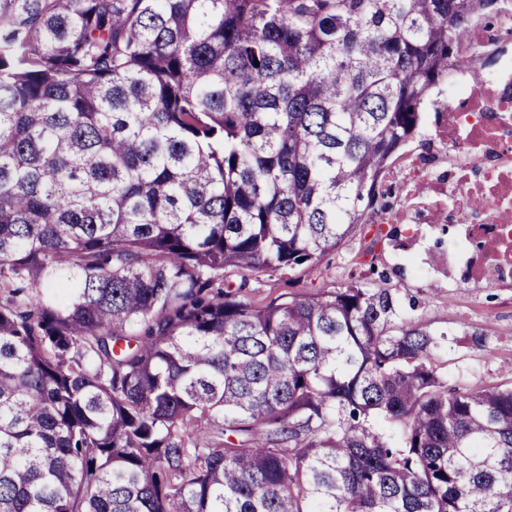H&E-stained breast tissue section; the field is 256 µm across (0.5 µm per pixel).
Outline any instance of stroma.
I'll return each instance as SVG.
<instances>
[{"label": "stroma", "mask_w": 512, "mask_h": 512, "mask_svg": "<svg viewBox=\"0 0 512 512\" xmlns=\"http://www.w3.org/2000/svg\"><path fill=\"white\" fill-rule=\"evenodd\" d=\"M446 102L440 93L428 105L423 135L410 141L382 176L366 224L354 229L342 248L311 267L261 274L241 271L233 273L230 281L244 284L247 295L265 305L342 285L353 275L385 273L390 286L420 300L418 318L449 331L448 349L439 356L444 370L452 375L464 373L469 385L491 387L512 382V305L501 304L497 289L482 288L463 278L451 282L418 263V255L432 247L435 231L425 224H408L403 210L406 198L418 191L407 179L409 163L417 159L430 161L437 169L443 166L435 129ZM475 331L484 334L485 348L470 346L468 335Z\"/></svg>", "instance_id": "1"}]
</instances>
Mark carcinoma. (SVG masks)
I'll return each mask as SVG.
<instances>
[{"label": "carcinoma", "instance_id": "carcinoma-1", "mask_svg": "<svg viewBox=\"0 0 512 512\" xmlns=\"http://www.w3.org/2000/svg\"><path fill=\"white\" fill-rule=\"evenodd\" d=\"M485 0H0V512H512V385L315 265Z\"/></svg>", "mask_w": 512, "mask_h": 512}]
</instances>
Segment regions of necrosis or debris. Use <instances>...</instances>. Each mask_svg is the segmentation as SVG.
<instances>
[{"mask_svg":"<svg viewBox=\"0 0 512 512\" xmlns=\"http://www.w3.org/2000/svg\"><path fill=\"white\" fill-rule=\"evenodd\" d=\"M512 0H503L495 28L465 40L475 66L448 72V106L440 143L448 175L427 176V196L409 199L430 224L454 230L455 248L436 273L512 291Z\"/></svg>","mask_w":512,"mask_h":512,"instance_id":"obj_1","label":"necrosis or debris"}]
</instances>
